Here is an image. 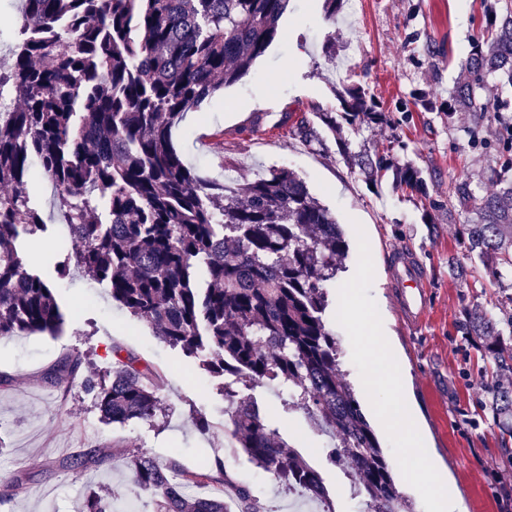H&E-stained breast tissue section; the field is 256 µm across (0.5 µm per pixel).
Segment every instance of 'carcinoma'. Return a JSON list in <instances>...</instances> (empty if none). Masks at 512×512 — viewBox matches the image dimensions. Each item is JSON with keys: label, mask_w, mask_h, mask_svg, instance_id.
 I'll return each instance as SVG.
<instances>
[{"label": "carcinoma", "mask_w": 512, "mask_h": 512, "mask_svg": "<svg viewBox=\"0 0 512 512\" xmlns=\"http://www.w3.org/2000/svg\"><path fill=\"white\" fill-rule=\"evenodd\" d=\"M289 0H23L13 37L15 60L0 72L14 112L0 122V337L62 330L54 293L23 257L22 240L47 231L35 186L51 178L77 249L74 265L112 300L155 327L161 339L222 383L234 411L231 436L273 480L308 495L326 493L320 471L270 426L232 384L276 383L283 411L299 409L334 440L329 460L351 480L362 512H414L355 386L340 367L336 336L324 319L327 282L343 269L348 243L336 217L295 172L279 168L227 185L201 177L174 149L171 131L221 87L245 78L279 34ZM427 79L444 50L426 44ZM496 89L489 99V88ZM343 110L319 113L329 129L359 134L380 115L362 86L341 90ZM448 112H471L482 126L468 142L495 152L493 189L467 180L450 187L461 211L467 256L496 281L512 277V3L493 11L449 92ZM339 153L371 179L393 174L397 187L425 191L413 165L384 152ZM468 336L484 338L496 370L484 385L501 434L512 437V318L475 310ZM108 378L82 380L109 423L153 421L164 410L159 388L137 359L114 351ZM83 358L68 356L51 375L69 388ZM127 467L156 497L157 512H226L219 496H190L184 475L144 454ZM82 512H112L90 496Z\"/></svg>", "instance_id": "obj_1"}]
</instances>
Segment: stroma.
Returning a JSON list of instances; mask_svg holds the SVG:
<instances>
[{"label":"stroma","mask_w":512,"mask_h":512,"mask_svg":"<svg viewBox=\"0 0 512 512\" xmlns=\"http://www.w3.org/2000/svg\"><path fill=\"white\" fill-rule=\"evenodd\" d=\"M498 0H361L357 22L325 16V0H290L277 37L237 84L218 91L185 113L172 132L182 160L209 179L251 180L288 166L335 215L345 230V267L328 284L326 320L340 346L342 369L362 404L387 407L397 394L372 379L374 364L354 344L351 324L337 298L346 289L380 323L396 352L385 355L401 374L416 411L407 424L426 434L461 503V512H512V437L498 430L482 391L494 369L478 340L465 336L468 312L492 309L512 315V283L489 279L482 265L466 273L449 269L464 259L459 234L466 215L449 195L451 183L488 185L496 158L471 149L464 135L467 113L429 110L425 90L427 39L443 44L437 92L447 97L460 63L480 37ZM361 83L384 112L382 122L363 127L353 146L391 148L397 164L419 167L427 192L396 189L391 178L371 185L340 155L337 137L321 129L322 141L307 144L295 133L300 120L339 112L337 89ZM49 230L35 255L48 282L68 245V228L51 183L37 193ZM413 252L427 275V309L419 327L408 325L389 284L388 251ZM65 323L59 335L0 338V504L9 512H81L86 497L109 487L113 512H154L152 492L130 480L129 456L146 454L159 465L197 472L221 462L224 474L259 498L266 512H289L307 503L262 473L229 435V404L205 382L192 359L171 349L151 325L113 302L108 288L88 286L71 270L56 290ZM136 357L161 379L165 412L153 421L109 424L80 384L54 385L50 375L67 355H84L83 375H105L113 348ZM239 398L255 402L286 442L322 474L335 512H358L349 480L325 450L332 440L314 430L300 410L280 418L271 406L286 395L273 384L237 385ZM205 416L208 431L195 428ZM94 452L99 461L72 468L74 456Z\"/></svg>","instance_id":"35a3bbf8"}]
</instances>
